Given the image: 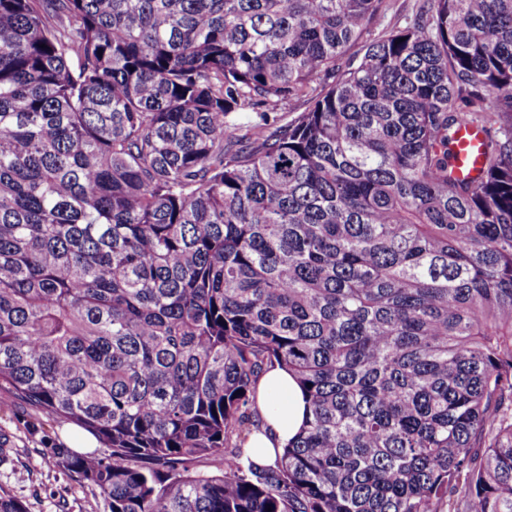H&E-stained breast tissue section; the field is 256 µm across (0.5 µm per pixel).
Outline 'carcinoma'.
Segmentation results:
<instances>
[{"label": "carcinoma", "instance_id": "cac0c4a2", "mask_svg": "<svg viewBox=\"0 0 512 512\" xmlns=\"http://www.w3.org/2000/svg\"><path fill=\"white\" fill-rule=\"evenodd\" d=\"M382 4L0 0V385L109 512H512V0L337 69ZM275 364L309 414L258 467ZM482 131L468 123H461L452 135L453 159L450 164L451 173L458 179H472L477 175L482 161Z\"/></svg>", "mask_w": 512, "mask_h": 512}]
</instances>
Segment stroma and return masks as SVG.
<instances>
[{"instance_id":"obj_1","label":"stroma","mask_w":512,"mask_h":512,"mask_svg":"<svg viewBox=\"0 0 512 512\" xmlns=\"http://www.w3.org/2000/svg\"><path fill=\"white\" fill-rule=\"evenodd\" d=\"M64 440L61 427L0 387V448L10 451L0 464V490L21 500L27 512H107L101 496L56 466L50 451Z\"/></svg>"}]
</instances>
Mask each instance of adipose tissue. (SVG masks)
Listing matches in <instances>:
<instances>
[{"label": "adipose tissue", "mask_w": 512, "mask_h": 512, "mask_svg": "<svg viewBox=\"0 0 512 512\" xmlns=\"http://www.w3.org/2000/svg\"><path fill=\"white\" fill-rule=\"evenodd\" d=\"M257 406L262 422L248 437L247 454L254 463L269 465L299 431L306 403L294 377L277 366L260 377Z\"/></svg>", "instance_id": "obj_1"}]
</instances>
